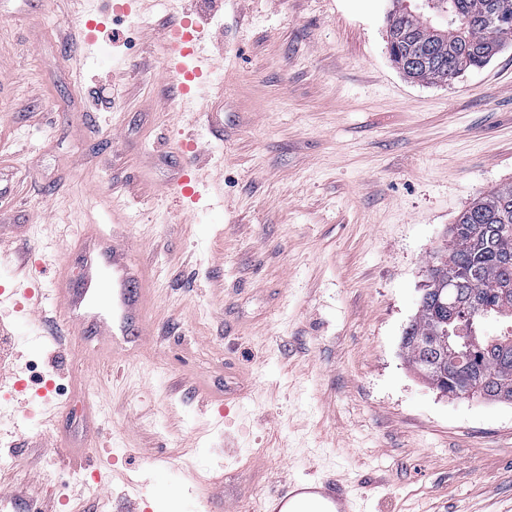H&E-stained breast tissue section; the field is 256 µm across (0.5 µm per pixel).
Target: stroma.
Instances as JSON below:
<instances>
[{
	"label": "stroma",
	"mask_w": 512,
	"mask_h": 512,
	"mask_svg": "<svg viewBox=\"0 0 512 512\" xmlns=\"http://www.w3.org/2000/svg\"><path fill=\"white\" fill-rule=\"evenodd\" d=\"M125 2L0 0V289L79 279L88 224L152 285L116 355L0 302L7 512H261L315 475L363 512H512V403L448 398L402 347L449 225L512 182V43L427 84L389 59L390 0H182L217 63L185 112L168 0Z\"/></svg>",
	"instance_id": "1"
}]
</instances>
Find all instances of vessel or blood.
Masks as SVG:
<instances>
[{
	"label": "vessel or blood",
	"mask_w": 512,
	"mask_h": 512,
	"mask_svg": "<svg viewBox=\"0 0 512 512\" xmlns=\"http://www.w3.org/2000/svg\"><path fill=\"white\" fill-rule=\"evenodd\" d=\"M200 24L190 15H182L167 31L163 74L176 86L183 105L194 106L203 98V78L213 69L200 42L192 35ZM82 274L79 281L55 278L50 288H21L20 293L33 306L54 301L55 313L63 327L59 341H71L87 329L118 343L121 337L142 327L147 294L142 281L133 272L123 249L102 231L88 229L80 251ZM314 496L321 512H359L357 498L338 479L308 483L289 482L274 494L277 507L295 503L301 496Z\"/></svg>",
	"instance_id": "1"
}]
</instances>
